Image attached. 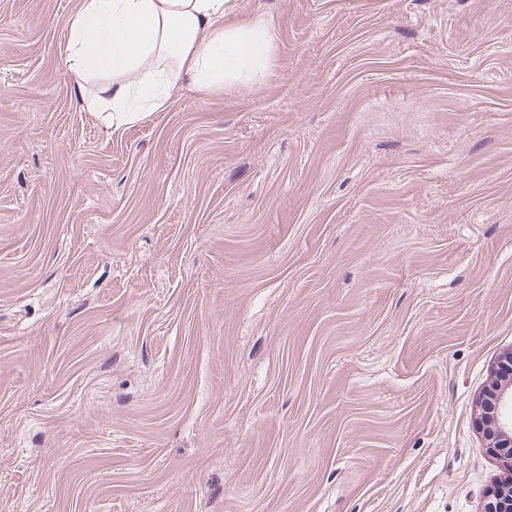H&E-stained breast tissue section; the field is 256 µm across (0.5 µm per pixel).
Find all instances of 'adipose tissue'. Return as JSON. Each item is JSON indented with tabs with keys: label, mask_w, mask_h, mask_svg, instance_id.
Instances as JSON below:
<instances>
[{
	"label": "adipose tissue",
	"mask_w": 512,
	"mask_h": 512,
	"mask_svg": "<svg viewBox=\"0 0 512 512\" xmlns=\"http://www.w3.org/2000/svg\"><path fill=\"white\" fill-rule=\"evenodd\" d=\"M228 0H81L66 63L78 109L118 130L162 112L185 84L211 92L273 65L267 20L230 26Z\"/></svg>",
	"instance_id": "1"
}]
</instances>
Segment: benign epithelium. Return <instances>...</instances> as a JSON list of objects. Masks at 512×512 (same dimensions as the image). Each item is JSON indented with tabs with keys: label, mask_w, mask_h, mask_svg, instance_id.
I'll return each mask as SVG.
<instances>
[{
	"label": "benign epithelium",
	"mask_w": 512,
	"mask_h": 512,
	"mask_svg": "<svg viewBox=\"0 0 512 512\" xmlns=\"http://www.w3.org/2000/svg\"><path fill=\"white\" fill-rule=\"evenodd\" d=\"M478 425L488 440L489 451L509 467L512 465V390L497 384L480 397ZM512 479L486 492L483 512H512Z\"/></svg>",
	"instance_id": "benign-epithelium-1"
}]
</instances>
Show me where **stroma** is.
I'll list each match as a JSON object with an SVG mask.
<instances>
[{
	"label": "stroma",
	"instance_id": "35a3bbf8",
	"mask_svg": "<svg viewBox=\"0 0 512 512\" xmlns=\"http://www.w3.org/2000/svg\"><path fill=\"white\" fill-rule=\"evenodd\" d=\"M0 0V512H482L512 351V0H231L275 65L114 131ZM478 425L488 440V449L504 462L512 465V391L493 384L480 397Z\"/></svg>",
	"mask_w": 512,
	"mask_h": 512
}]
</instances>
